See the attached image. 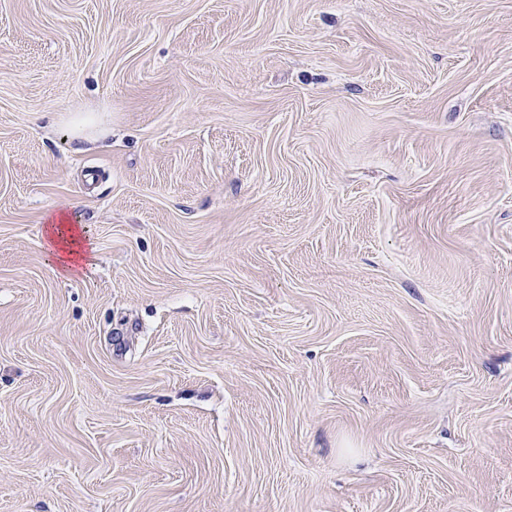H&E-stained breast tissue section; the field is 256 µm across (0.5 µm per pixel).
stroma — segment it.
Here are the masks:
<instances>
[{
    "mask_svg": "<svg viewBox=\"0 0 512 512\" xmlns=\"http://www.w3.org/2000/svg\"><path fill=\"white\" fill-rule=\"evenodd\" d=\"M0 512H512V0H0ZM48 222L50 228L47 246L60 262L57 272L63 276H72L84 271L85 266H82L80 261L84 262L93 248L84 234L83 225L73 224L65 215H61L58 219L51 216ZM85 243H87V250H85Z\"/></svg>",
    "mask_w": 512,
    "mask_h": 512,
    "instance_id": "35a3bbf8",
    "label": "stroma"
}]
</instances>
